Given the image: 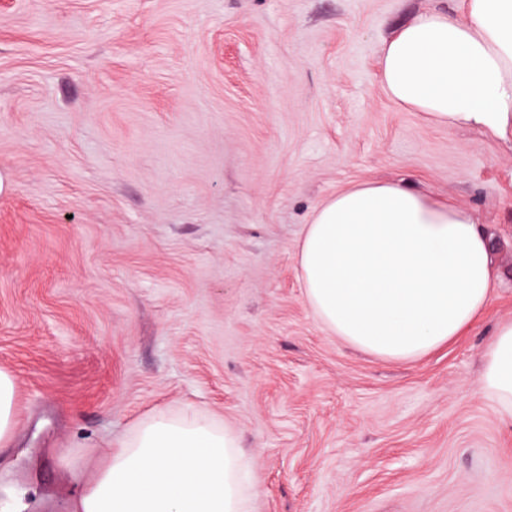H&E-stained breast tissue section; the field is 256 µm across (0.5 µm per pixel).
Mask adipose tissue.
Instances as JSON below:
<instances>
[{
	"instance_id": "obj_1",
	"label": "adipose tissue",
	"mask_w": 512,
	"mask_h": 512,
	"mask_svg": "<svg viewBox=\"0 0 512 512\" xmlns=\"http://www.w3.org/2000/svg\"><path fill=\"white\" fill-rule=\"evenodd\" d=\"M458 11L420 13L385 41L382 87L435 124L512 136V0H458ZM298 276L320 322L347 345L418 361L464 335L489 304L493 237L452 202L362 182L304 225ZM480 381L512 419V321L496 329ZM243 459L232 429L158 411L84 475L70 512H250Z\"/></svg>"
}]
</instances>
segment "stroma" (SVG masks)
<instances>
[{"label":"stroma","mask_w":512,"mask_h":512,"mask_svg":"<svg viewBox=\"0 0 512 512\" xmlns=\"http://www.w3.org/2000/svg\"><path fill=\"white\" fill-rule=\"evenodd\" d=\"M455 0H0V505L67 512L160 408L239 435L252 512H512V421L479 382L512 320V145L383 91L382 43ZM410 181L495 240L472 330L410 363L343 343L304 224ZM17 380L7 368H0V446L7 448L16 435L14 414Z\"/></svg>","instance_id":"35a3bbf8"}]
</instances>
